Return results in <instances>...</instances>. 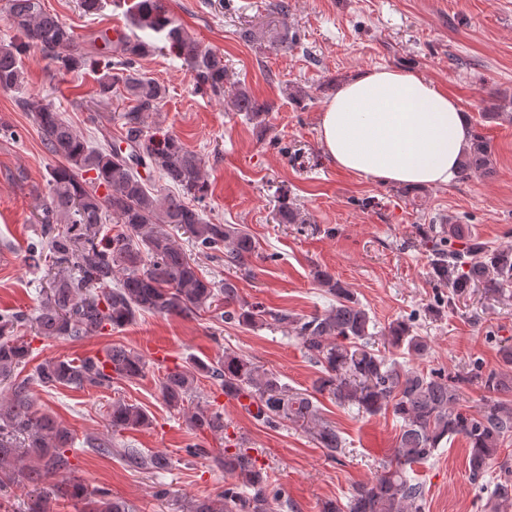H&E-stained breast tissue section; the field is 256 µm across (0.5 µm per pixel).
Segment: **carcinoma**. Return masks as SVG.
<instances>
[{
    "label": "carcinoma",
    "mask_w": 512,
    "mask_h": 512,
    "mask_svg": "<svg viewBox=\"0 0 512 512\" xmlns=\"http://www.w3.org/2000/svg\"><path fill=\"white\" fill-rule=\"evenodd\" d=\"M0 15L12 30L0 42V90L17 91L24 84L22 55L34 48L54 67L66 73L87 65L74 32L42 0H3ZM130 32L117 37L101 31L98 55L99 101L123 95L134 102L123 113L125 143L120 156L114 143L92 146L61 113L40 97L20 100L32 114L46 152L56 160L49 171L47 192L40 204L45 240L52 264L60 271L44 289L37 314L23 311L0 314V383L10 388L0 396V510L9 489L32 485L42 490L28 512H49L50 498H67L77 512H134L131 505L112 498L105 488L88 489L72 472L69 451L73 431L56 416L35 408L31 385L53 389L112 387L116 380L143 375L146 361L137 351L112 345L81 359H50L39 363L28 377L17 380L18 369L32 359L31 342L17 335L29 326L35 335L78 341L131 324L139 313L190 316L212 306L223 307L220 319L244 326H275L301 340L305 353L320 366L312 392L287 388L279 376L249 359L226 352L206 363L192 361V369L175 368L159 382L166 404L186 414L204 433L224 434V410L189 412L198 377L218 381L228 398L249 401L245 409L269 428L291 424L313 433L319 445L334 454L343 448L338 430L319 417L314 394L326 393L342 407L355 406L370 416L390 411L401 429L393 458L382 465L370 483L357 487L345 505L328 502L323 512H423V484L409 476L416 464L427 462L442 443L462 437L468 445V470L473 481L484 479L503 441L512 436V404L490 399L473 410L464 404L462 389L476 380L493 394L512 391V377L479 364L453 376L441 370L424 373L406 368L392 355L375 347L373 320L340 281L316 271L325 292L336 305L323 313L298 317L286 309L248 303L236 283L208 279L197 261L167 230H183L195 249L224 261V267L251 272L257 256L253 238L234 224H215L204 217L211 184L202 158L178 137L145 134L144 115L159 111L166 85L147 76L139 62L163 47L191 70L197 85L224 96V56L190 36L161 0H137L129 12ZM150 31L146 39L137 31ZM163 46H157V43ZM233 108L251 121L263 123L269 108L239 88ZM495 173L490 141L472 131L469 149L461 158L457 177H491ZM158 177L162 184L152 182ZM278 221L303 224L299 207L283 193L278 197ZM122 225L111 235L108 221ZM433 253L438 285L448 289L446 303L471 288L501 293L512 285V247L490 249L474 240L462 224L441 227L426 237ZM388 345L411 357L428 354L429 343L406 320L388 325ZM112 434L151 425L147 412L125 401L112 403L108 414ZM98 454L119 453L125 464L148 473L170 467L167 455L145 456L132 448L114 450L110 440H87ZM234 481L224 484L215 499L196 501L192 512H275L281 493L269 482L253 449L243 442L224 446L217 458ZM484 510L505 512L512 506V470L483 483Z\"/></svg>",
    "instance_id": "cac0c4a2"
}]
</instances>
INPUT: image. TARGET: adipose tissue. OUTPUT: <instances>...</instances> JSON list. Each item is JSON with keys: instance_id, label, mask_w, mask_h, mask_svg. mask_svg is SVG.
I'll use <instances>...</instances> for the list:
<instances>
[{"instance_id": "1", "label": "adipose tissue", "mask_w": 512, "mask_h": 512, "mask_svg": "<svg viewBox=\"0 0 512 512\" xmlns=\"http://www.w3.org/2000/svg\"><path fill=\"white\" fill-rule=\"evenodd\" d=\"M471 134L442 87L387 67L353 74L327 100L318 127L337 169L408 188L447 186Z\"/></svg>"}]
</instances>
